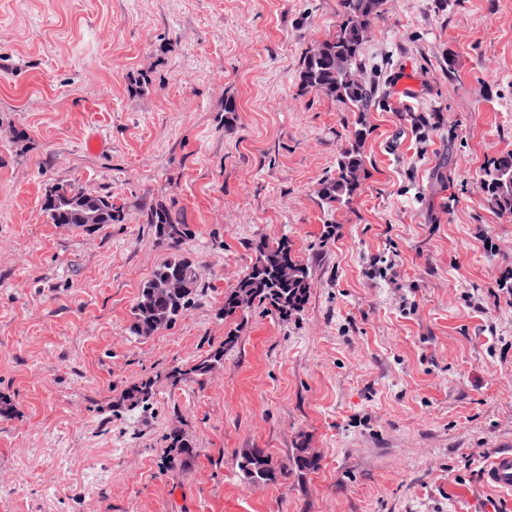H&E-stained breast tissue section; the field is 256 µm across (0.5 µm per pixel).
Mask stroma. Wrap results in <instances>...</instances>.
Listing matches in <instances>:
<instances>
[{"label": "stroma", "instance_id": "1", "mask_svg": "<svg viewBox=\"0 0 512 512\" xmlns=\"http://www.w3.org/2000/svg\"><path fill=\"white\" fill-rule=\"evenodd\" d=\"M342 13L0 0V395L17 407L0 512H512L482 482L512 450V217L482 190L512 150V0H384L363 114L299 85ZM360 120V192L327 211L318 185ZM60 181L111 193L122 223H47ZM159 200L192 231L198 293L136 338L139 292L171 255L146 222ZM277 237L309 268L304 308L224 319ZM219 347L210 374L165 380ZM148 379L149 407L120 408ZM176 430L190 453L169 448ZM246 448L277 465L312 448L319 465L249 483Z\"/></svg>", "mask_w": 512, "mask_h": 512}]
</instances>
